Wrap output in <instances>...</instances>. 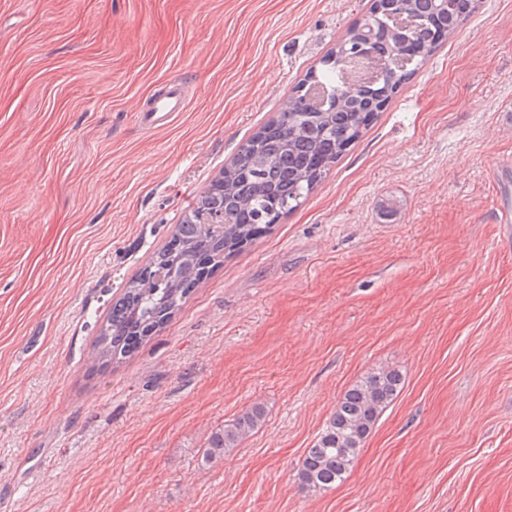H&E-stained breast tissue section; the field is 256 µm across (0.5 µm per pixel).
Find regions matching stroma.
Masks as SVG:
<instances>
[{"label": "stroma", "instance_id": "obj_1", "mask_svg": "<svg viewBox=\"0 0 512 512\" xmlns=\"http://www.w3.org/2000/svg\"><path fill=\"white\" fill-rule=\"evenodd\" d=\"M372 0H0V512H512V0L130 356L89 354L200 191ZM186 107L138 113L172 78ZM403 386L336 489L337 400ZM263 425L209 462L251 406ZM402 383L399 370L380 368L366 374L343 394L298 467L296 478L304 491L317 494L346 479ZM264 410L259 405L246 409L231 423L217 429L210 437L205 458L212 461L222 458L251 437L264 422Z\"/></svg>", "mask_w": 512, "mask_h": 512}]
</instances>
